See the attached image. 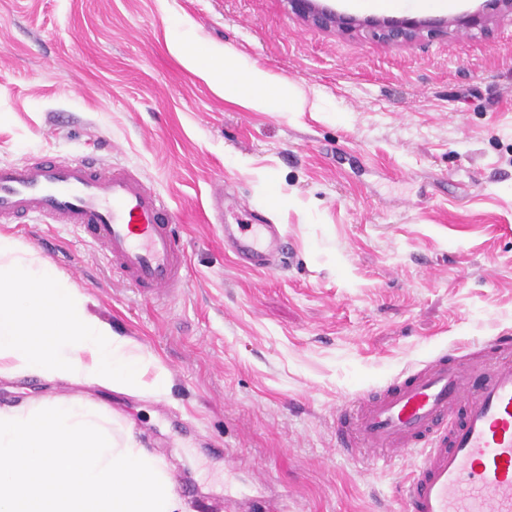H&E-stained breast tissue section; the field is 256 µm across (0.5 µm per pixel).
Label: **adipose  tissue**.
<instances>
[{
	"instance_id": "obj_1",
	"label": "adipose tissue",
	"mask_w": 512,
	"mask_h": 512,
	"mask_svg": "<svg viewBox=\"0 0 512 512\" xmlns=\"http://www.w3.org/2000/svg\"><path fill=\"white\" fill-rule=\"evenodd\" d=\"M183 65L226 101L256 112L301 111L296 89L232 52L180 50ZM34 375L115 391L164 393L168 374L88 308L54 264L0 234V376Z\"/></svg>"
}]
</instances>
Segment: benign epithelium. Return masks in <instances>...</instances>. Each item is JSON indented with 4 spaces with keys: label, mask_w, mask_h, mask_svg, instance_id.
<instances>
[{
    "label": "benign epithelium",
    "mask_w": 512,
    "mask_h": 512,
    "mask_svg": "<svg viewBox=\"0 0 512 512\" xmlns=\"http://www.w3.org/2000/svg\"><path fill=\"white\" fill-rule=\"evenodd\" d=\"M287 2L293 12L316 26L333 27L341 31L354 27V19L318 5V0H287ZM505 14L512 15V0H488L486 11L462 19L422 21L413 18H385L371 21L369 27L374 35L385 41L411 42L424 32L430 35L447 34L452 27L477 28L488 34L496 18Z\"/></svg>",
    "instance_id": "obj_1"
}]
</instances>
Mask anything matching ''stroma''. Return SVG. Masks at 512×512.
<instances>
[{
    "mask_svg": "<svg viewBox=\"0 0 512 512\" xmlns=\"http://www.w3.org/2000/svg\"><path fill=\"white\" fill-rule=\"evenodd\" d=\"M0 0V164L90 157L137 171L178 217L184 288L145 298L66 224H1L154 356L156 396L0 377V407L73 398L132 426L186 512L248 494L275 512H407L411 457L336 451V410L448 349L512 335V18L391 43L368 22L452 19L382 0ZM232 50L296 85L300 112L227 102L174 43ZM224 186V208L211 193ZM223 224H277L272 268L235 263ZM291 10L306 18L313 25L347 31L354 27V19L337 14L318 5V0H286Z\"/></svg>",
    "mask_w": 512,
    "mask_h": 512,
    "instance_id": "obj_1",
    "label": "stroma"
}]
</instances>
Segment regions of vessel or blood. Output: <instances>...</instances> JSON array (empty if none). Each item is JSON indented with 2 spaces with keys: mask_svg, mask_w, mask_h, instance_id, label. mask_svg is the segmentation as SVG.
Instances as JSON below:
<instances>
[{
  "mask_svg": "<svg viewBox=\"0 0 512 512\" xmlns=\"http://www.w3.org/2000/svg\"><path fill=\"white\" fill-rule=\"evenodd\" d=\"M40 217L84 231L113 269L161 299L183 287L185 244L176 219L139 176L95 161L37 157L0 166V222ZM224 240L246 264L265 267L285 249L274 224H228ZM512 338L493 357L445 352L336 412L340 454L414 451L409 512H512Z\"/></svg>",
  "mask_w": 512,
  "mask_h": 512,
  "instance_id": "b4317fda",
  "label": "vessel or blood"
}]
</instances>
